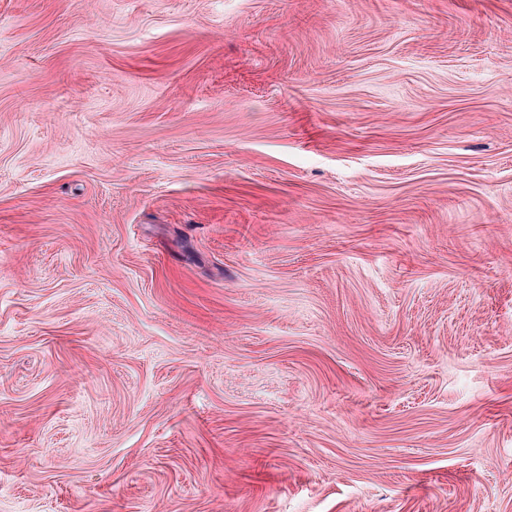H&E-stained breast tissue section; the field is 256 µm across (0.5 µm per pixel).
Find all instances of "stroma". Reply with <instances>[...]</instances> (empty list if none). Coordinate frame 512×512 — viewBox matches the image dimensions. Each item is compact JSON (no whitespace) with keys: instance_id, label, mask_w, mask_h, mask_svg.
<instances>
[{"instance_id":"stroma-1","label":"stroma","mask_w":512,"mask_h":512,"mask_svg":"<svg viewBox=\"0 0 512 512\" xmlns=\"http://www.w3.org/2000/svg\"><path fill=\"white\" fill-rule=\"evenodd\" d=\"M0 512H512V0H0Z\"/></svg>"}]
</instances>
